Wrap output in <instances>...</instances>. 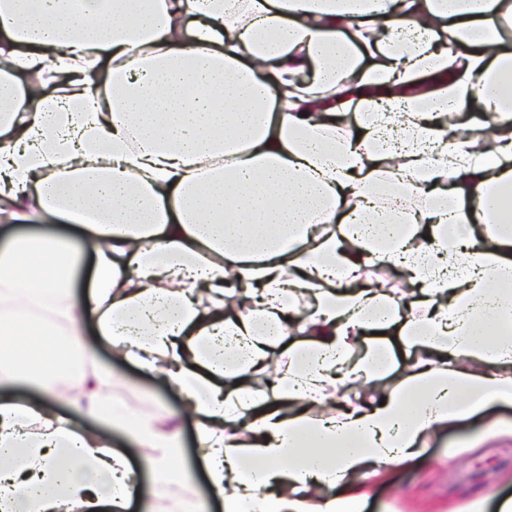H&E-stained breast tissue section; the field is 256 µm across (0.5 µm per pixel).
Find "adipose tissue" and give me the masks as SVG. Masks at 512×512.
Masks as SVG:
<instances>
[{"instance_id":"obj_1","label":"adipose tissue","mask_w":512,"mask_h":512,"mask_svg":"<svg viewBox=\"0 0 512 512\" xmlns=\"http://www.w3.org/2000/svg\"><path fill=\"white\" fill-rule=\"evenodd\" d=\"M473 98L488 149L475 128L447 137ZM41 215L74 237L0 239V512L135 497L124 452L48 410L61 396L152 448L154 501L203 510L176 493V422L86 370L87 321L182 395L224 512H358L363 476L512 405V0H0V216ZM374 264L422 299L362 287ZM373 331L419 351L396 385L390 351L355 354Z\"/></svg>"}]
</instances>
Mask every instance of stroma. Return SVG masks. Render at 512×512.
<instances>
[{
	"label": "stroma",
	"mask_w": 512,
	"mask_h": 512,
	"mask_svg": "<svg viewBox=\"0 0 512 512\" xmlns=\"http://www.w3.org/2000/svg\"><path fill=\"white\" fill-rule=\"evenodd\" d=\"M84 335L97 360L111 366L116 378L114 394L132 409L146 408L158 417L179 419L176 462L195 476L182 493L205 501L207 512H223L221 499L209 489L197 447L196 421L182 396L99 343L93 328H86ZM55 408L90 434L109 433L113 447L123 449L134 472L142 481H149V449L136 445L121 428L109 429L95 419L71 413L65 402H57ZM497 422H512V405L494 404L484 413L458 420L430 435L421 457L365 477L369 496L361 512H465L477 496L484 498L486 512H499L504 501H512V437L490 435V427Z\"/></svg>",
	"instance_id": "obj_1"
}]
</instances>
